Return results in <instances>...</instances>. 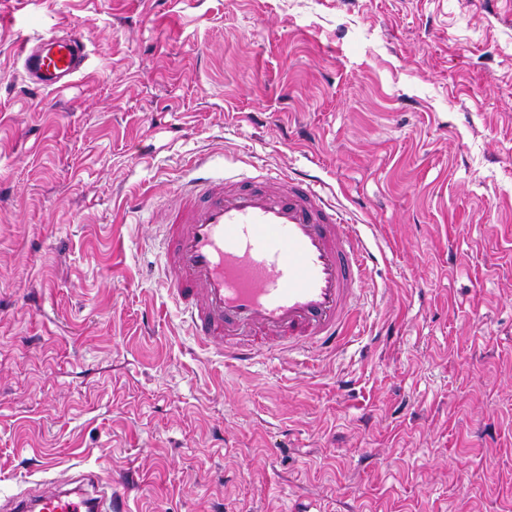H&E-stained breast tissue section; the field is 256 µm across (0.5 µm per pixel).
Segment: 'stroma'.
<instances>
[{
	"instance_id": "35a3bbf8",
	"label": "stroma",
	"mask_w": 512,
	"mask_h": 512,
	"mask_svg": "<svg viewBox=\"0 0 512 512\" xmlns=\"http://www.w3.org/2000/svg\"><path fill=\"white\" fill-rule=\"evenodd\" d=\"M63 30L85 73L29 91ZM198 157L364 225L335 352L199 346L159 248ZM67 469L128 512H512V0H0V499ZM28 89L53 91L69 86L87 68V41L72 33L40 35L17 51Z\"/></svg>"
}]
</instances>
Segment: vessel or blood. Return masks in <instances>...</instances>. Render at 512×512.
Returning a JSON list of instances; mask_svg holds the SVG:
<instances>
[{"mask_svg": "<svg viewBox=\"0 0 512 512\" xmlns=\"http://www.w3.org/2000/svg\"><path fill=\"white\" fill-rule=\"evenodd\" d=\"M27 88L53 91L87 68V42L40 35L17 52ZM195 175L168 206L164 284L194 336L225 359L252 361L303 347L333 352L353 315L373 260L359 225L349 223L313 179L273 171ZM109 479L87 471L43 481L0 512H115Z\"/></svg>", "mask_w": 512, "mask_h": 512, "instance_id": "b4317fda", "label": "vessel or blood"}]
</instances>
